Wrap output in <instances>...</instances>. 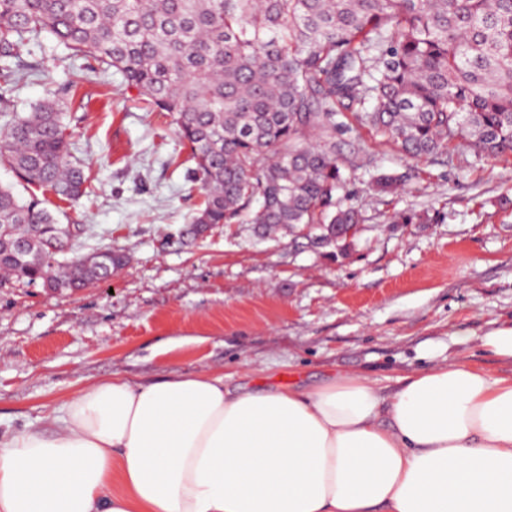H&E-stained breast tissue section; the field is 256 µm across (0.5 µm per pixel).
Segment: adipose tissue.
Listing matches in <instances>:
<instances>
[{
    "mask_svg": "<svg viewBox=\"0 0 512 512\" xmlns=\"http://www.w3.org/2000/svg\"><path fill=\"white\" fill-rule=\"evenodd\" d=\"M0 512H512V372L100 379L0 429Z\"/></svg>",
    "mask_w": 512,
    "mask_h": 512,
    "instance_id": "adipose-tissue-1",
    "label": "adipose tissue"
}]
</instances>
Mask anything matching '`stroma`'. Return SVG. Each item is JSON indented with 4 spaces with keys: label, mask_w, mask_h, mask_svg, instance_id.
I'll list each match as a JSON object with an SVG mask.
<instances>
[{
    "label": "stroma",
    "mask_w": 512,
    "mask_h": 512,
    "mask_svg": "<svg viewBox=\"0 0 512 512\" xmlns=\"http://www.w3.org/2000/svg\"><path fill=\"white\" fill-rule=\"evenodd\" d=\"M35 74L11 93L26 113L46 93L68 98L86 61L43 39ZM109 97H101V88ZM67 114L82 162L99 174L93 202H42L85 230L72 255L101 246L127 262L78 291L0 288V421H36L87 382L114 375L154 382L253 366L274 382L317 385L337 370L390 389L398 376L450 359L508 372L482 344L512 321V158L469 148L416 161L357 125L337 134L351 201L362 212L346 256L332 260L288 233L263 239L248 224H218L189 245L202 192L190 149L169 116L151 111L117 74L85 84ZM379 173L407 174L393 195ZM429 222L402 223L414 213Z\"/></svg>",
    "instance_id": "stroma-1"
}]
</instances>
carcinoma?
Here are the masks:
<instances>
[{"mask_svg": "<svg viewBox=\"0 0 512 512\" xmlns=\"http://www.w3.org/2000/svg\"><path fill=\"white\" fill-rule=\"evenodd\" d=\"M46 36L172 118L203 194L186 240L253 224L337 256L362 220L336 144L352 123L413 159L461 143L512 156V0H0V88L28 79L24 55ZM1 118V163L61 202L92 200L97 174L53 97L22 115L0 96ZM401 182L379 174L374 187ZM70 235L0 185V288L79 290L125 264L110 246L59 260L49 243Z\"/></svg>", "mask_w": 512, "mask_h": 512, "instance_id": "1", "label": "carcinoma"}]
</instances>
